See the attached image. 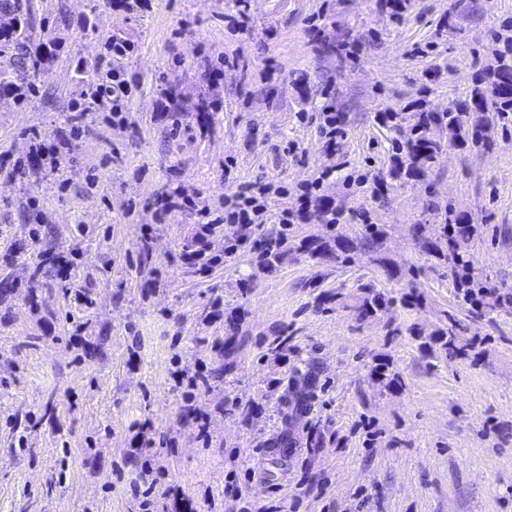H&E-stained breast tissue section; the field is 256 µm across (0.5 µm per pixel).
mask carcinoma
I'll return each instance as SVG.
<instances>
[{
    "label": "carcinoma",
    "instance_id": "1",
    "mask_svg": "<svg viewBox=\"0 0 512 512\" xmlns=\"http://www.w3.org/2000/svg\"><path fill=\"white\" fill-rule=\"evenodd\" d=\"M33 10V0H0V14L11 17L9 24L0 26L3 52L11 53L10 67L0 69V91L8 95L18 96L22 88L39 80L47 71L52 57L46 45H37L33 41L30 32ZM489 100L497 110H512V90L494 84L489 96L478 95L473 99L477 115L471 125L464 128L463 142L479 144L486 141L488 125L483 113L487 111ZM450 124L462 125L458 113H419L409 138L398 146L399 156L396 158L393 175L412 179L427 173L442 150L441 141L432 136V132ZM413 232L425 242V248L431 256L453 265L457 274V288L464 301L490 309L501 300L495 289L488 287L475 275L468 247L476 237L478 227L470 223L468 217L460 216L455 223L442 225V236L439 239H427L423 224L414 225ZM391 302L392 299L385 293L366 285L352 306V311L356 320L364 322L386 310Z\"/></svg>",
    "mask_w": 512,
    "mask_h": 512
}]
</instances>
